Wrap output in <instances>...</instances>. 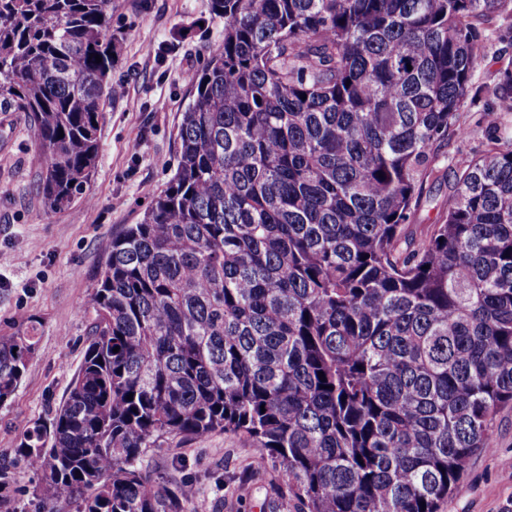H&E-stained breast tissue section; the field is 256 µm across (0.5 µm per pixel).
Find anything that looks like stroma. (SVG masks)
Returning <instances> with one entry per match:
<instances>
[{"mask_svg":"<svg viewBox=\"0 0 512 512\" xmlns=\"http://www.w3.org/2000/svg\"><path fill=\"white\" fill-rule=\"evenodd\" d=\"M118 43L112 95L103 102L99 156L85 198L52 210L39 193L42 163L29 118L0 110V337L35 333L37 349L12 399L0 406V460L12 463L19 512H35L26 489L38 476L16 453L21 433L47 421L65 396L86 350L94 317L86 307L113 235L138 223L166 187L178 160V126L193 95L187 76L224 43V24L209 0H112ZM478 88L461 110L464 135H450L441 166L425 185L413 224L426 232L447 206L456 170L481 154L493 130L489 112L512 131V100L495 89L512 72V16L482 26ZM165 111H157V100ZM252 445L218 432L195 441L164 439L147 453L150 469L171 486H193L190 512H298L273 465H250ZM439 512H512V405L498 413L491 448L477 453Z\"/></svg>","mask_w":512,"mask_h":512,"instance_id":"obj_1","label":"stroma"}]
</instances>
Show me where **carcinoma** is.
I'll use <instances>...</instances> for the list:
<instances>
[{
  "instance_id": "carcinoma-1",
  "label": "carcinoma",
  "mask_w": 512,
  "mask_h": 512,
  "mask_svg": "<svg viewBox=\"0 0 512 512\" xmlns=\"http://www.w3.org/2000/svg\"><path fill=\"white\" fill-rule=\"evenodd\" d=\"M210 11L224 46L188 75L176 171L112 237L83 362L19 444L36 512H189L147 449L216 432L300 512H438L512 403V141L425 233L411 217L512 0ZM114 52L112 0H0V109L31 116L50 209L93 176ZM37 343L0 339V405Z\"/></svg>"
}]
</instances>
